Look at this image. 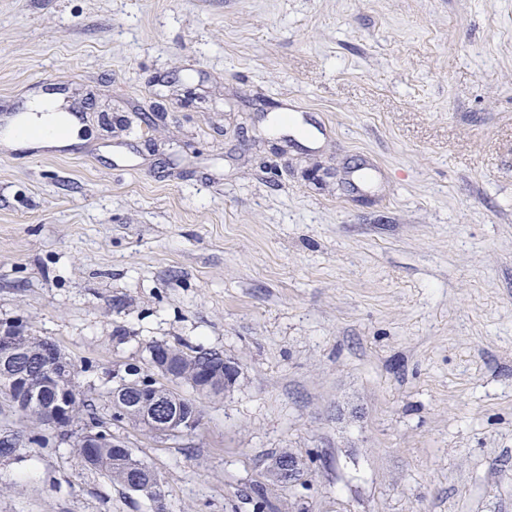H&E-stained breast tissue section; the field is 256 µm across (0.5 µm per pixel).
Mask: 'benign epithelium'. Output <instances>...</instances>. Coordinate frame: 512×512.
Here are the masks:
<instances>
[{
  "mask_svg": "<svg viewBox=\"0 0 512 512\" xmlns=\"http://www.w3.org/2000/svg\"><path fill=\"white\" fill-rule=\"evenodd\" d=\"M27 331L19 325H0V376L8 380L11 402L19 409L37 406L49 417V430L62 444L71 448H99L112 441V447L127 452L124 443L112 440L110 425L99 420L80 421L76 409L86 399L85 392L75 382L72 364L63 353H58L45 374L34 380L16 369L20 343ZM149 364L165 379H178L179 365L165 348L150 350ZM238 365L223 359L221 373L205 365L198 371L196 388L211 393L216 378L223 379L224 389L233 387L239 377ZM112 412H126L131 408L137 415L138 428L150 436L179 438L193 434L198 426L197 414L185 409L179 396L158 378L143 375L135 366L126 369L112 387ZM273 479L284 485H293L304 472V463L294 455L274 460L270 469Z\"/></svg>",
  "mask_w": 512,
  "mask_h": 512,
  "instance_id": "obj_1",
  "label": "benign epithelium"
}]
</instances>
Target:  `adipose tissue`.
Wrapping results in <instances>:
<instances>
[{"label":"adipose tissue","instance_id":"ef3b65f1","mask_svg":"<svg viewBox=\"0 0 512 512\" xmlns=\"http://www.w3.org/2000/svg\"><path fill=\"white\" fill-rule=\"evenodd\" d=\"M32 143L45 148H68L79 144V123L71 116L57 111L55 99L47 95L31 105L22 119Z\"/></svg>","mask_w":512,"mask_h":512}]
</instances>
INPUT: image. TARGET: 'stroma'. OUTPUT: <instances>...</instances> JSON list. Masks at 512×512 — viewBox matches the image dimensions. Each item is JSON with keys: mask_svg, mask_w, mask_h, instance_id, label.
Segmentation results:
<instances>
[{"mask_svg": "<svg viewBox=\"0 0 512 512\" xmlns=\"http://www.w3.org/2000/svg\"><path fill=\"white\" fill-rule=\"evenodd\" d=\"M61 89L81 144H0V324L100 409L154 343L238 362L112 428L166 512H512V0H0V115ZM0 512L154 504L50 443ZM223 359V358H222ZM240 370L238 365L229 359L224 358L223 359V370L221 368V373L218 374L216 372H213L210 365H203L198 371L197 376V384L196 388L201 393H211L213 392L214 385L216 378L223 379L224 382V388L216 393H214V396H220L224 393V391L230 389L233 387L239 377ZM160 383L153 375L141 374L136 366L128 367L126 376H119L112 387L110 403L112 413H124L128 408H133L137 421L131 415H112V421L135 427L138 422V428L154 437L179 438L192 435L199 426L196 412L187 411L181 405L179 396ZM130 395H133V400H130ZM127 400H130L128 404ZM288 454V452H283ZM304 463L296 456L288 454V458L275 459L270 469L273 479L284 485H293L300 480L304 472Z\"/></svg>", "mask_w": 512, "mask_h": 512, "instance_id": "1", "label": "stroma"}]
</instances>
